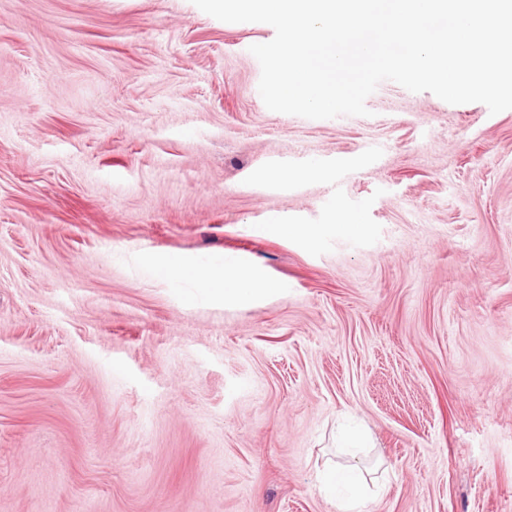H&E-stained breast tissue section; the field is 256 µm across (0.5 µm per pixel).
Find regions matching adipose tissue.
<instances>
[{"mask_svg": "<svg viewBox=\"0 0 512 512\" xmlns=\"http://www.w3.org/2000/svg\"><path fill=\"white\" fill-rule=\"evenodd\" d=\"M161 276L177 282L191 280L202 298L218 297L228 302L252 298L266 291L268 283L245 268L237 255L228 253L218 261L188 265L176 260L159 266ZM317 488L337 512H363L370 498L356 465L330 466L319 473Z\"/></svg>", "mask_w": 512, "mask_h": 512, "instance_id": "ef3b65f1", "label": "adipose tissue"}]
</instances>
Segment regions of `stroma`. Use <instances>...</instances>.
Listing matches in <instances>:
<instances>
[{
	"label": "stroma",
	"mask_w": 512,
	"mask_h": 512,
	"mask_svg": "<svg viewBox=\"0 0 512 512\" xmlns=\"http://www.w3.org/2000/svg\"><path fill=\"white\" fill-rule=\"evenodd\" d=\"M192 0H0V512H512V109L269 110ZM322 169L309 175L311 160ZM358 216L357 240L268 224ZM270 289L192 299L170 257ZM317 488L338 512H363L370 499L356 464L328 467L319 473Z\"/></svg>",
	"instance_id": "stroma-1"
}]
</instances>
